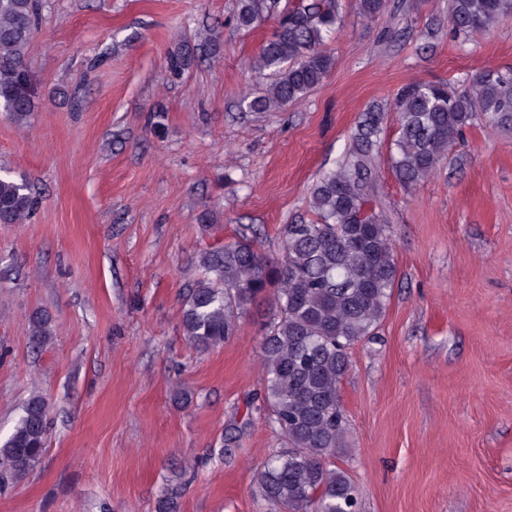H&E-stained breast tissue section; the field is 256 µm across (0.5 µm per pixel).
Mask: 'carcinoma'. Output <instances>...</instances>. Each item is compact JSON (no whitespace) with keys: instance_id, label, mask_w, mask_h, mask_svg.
Returning <instances> with one entry per match:
<instances>
[{"instance_id":"carcinoma-1","label":"carcinoma","mask_w":512,"mask_h":512,"mask_svg":"<svg viewBox=\"0 0 512 512\" xmlns=\"http://www.w3.org/2000/svg\"><path fill=\"white\" fill-rule=\"evenodd\" d=\"M41 9L42 0H0V109L18 124L28 123L35 109L25 55ZM510 13L512 0H451L449 23L469 34ZM262 15L263 0H240V26L253 27ZM338 22V0H285L278 31L252 61L258 73H268L270 83L248 107L281 109L320 84L332 66L322 45ZM191 62L189 52H173L167 69L178 75ZM393 106L397 136L390 166L396 180L410 188L427 178L476 123L512 129V72L486 70L462 93L441 82L411 83L398 91ZM384 117L375 110L362 115L343 162L311 188L315 219L285 225L281 258L268 259L243 235L201 257V277L182 307L185 336L204 352L234 335L258 299L272 298L261 342L267 371L261 407L289 448L268 460L257 477L270 512H359L350 476L328 462L346 450L340 386L350 350L373 335L397 280L392 233L375 210L373 194ZM34 205L26 179L0 173V224L21 223ZM29 328L35 347L51 341L47 311H35ZM47 433L46 402L33 396L13 432L0 441V482L33 471Z\"/></svg>"}]
</instances>
